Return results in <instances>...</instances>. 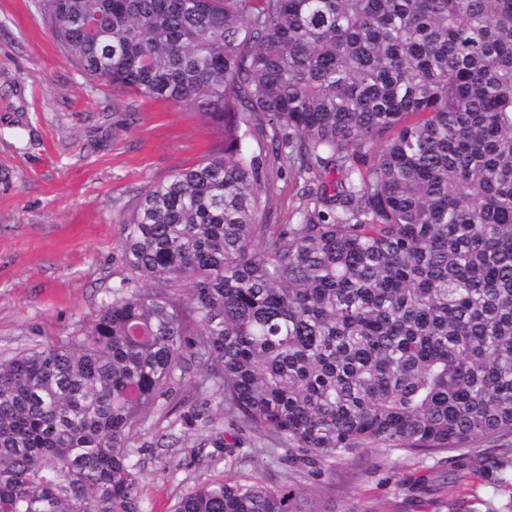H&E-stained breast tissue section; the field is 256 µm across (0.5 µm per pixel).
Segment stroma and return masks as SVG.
I'll return each mask as SVG.
<instances>
[{"label": "stroma", "instance_id": "1", "mask_svg": "<svg viewBox=\"0 0 512 512\" xmlns=\"http://www.w3.org/2000/svg\"><path fill=\"white\" fill-rule=\"evenodd\" d=\"M220 138L196 108L153 101L87 78L55 40L40 0H0V356L67 340L126 272L119 222L155 183L200 160ZM266 224H294L295 176L272 182ZM160 404L136 436L147 512L216 471L181 445L149 448L171 422ZM452 453L367 448L305 483L316 498L384 501L389 512H448L432 482Z\"/></svg>", "mask_w": 512, "mask_h": 512}]
</instances>
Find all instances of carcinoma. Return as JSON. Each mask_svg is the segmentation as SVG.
Returning a JSON list of instances; mask_svg holds the SVG:
<instances>
[{"mask_svg":"<svg viewBox=\"0 0 512 512\" xmlns=\"http://www.w3.org/2000/svg\"><path fill=\"white\" fill-rule=\"evenodd\" d=\"M42 9L89 78L221 138L124 215L95 319L0 359V512H145L132 441L193 368L285 473L173 512H385L302 482L373 447L456 452L445 493L470 471L512 486V445L471 447L512 435V0ZM283 166L307 204L264 224ZM202 443L211 466L243 445Z\"/></svg>","mask_w":512,"mask_h":512,"instance_id":"1","label":"carcinoma"}]
</instances>
